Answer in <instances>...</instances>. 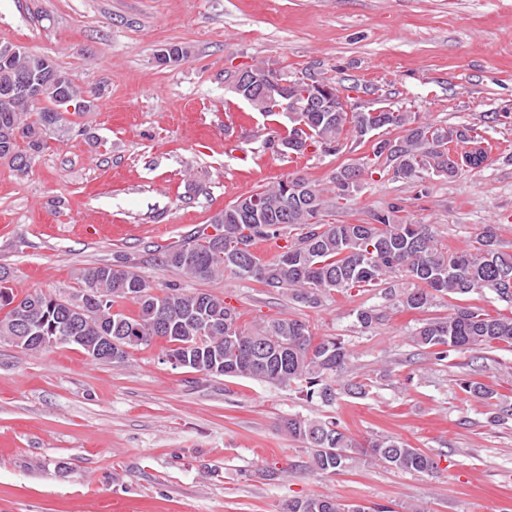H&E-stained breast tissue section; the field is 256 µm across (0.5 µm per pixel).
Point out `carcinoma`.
<instances>
[{
  "instance_id": "cac0c4a2",
  "label": "carcinoma",
  "mask_w": 512,
  "mask_h": 512,
  "mask_svg": "<svg viewBox=\"0 0 512 512\" xmlns=\"http://www.w3.org/2000/svg\"><path fill=\"white\" fill-rule=\"evenodd\" d=\"M48 58L20 52L0 62V98L19 73H41ZM336 93L331 112L305 108L308 97L325 90ZM288 95L300 105L287 119L279 139L289 154L313 151L339 153L344 140L358 143L372 138L371 154L356 168L346 165L332 178L336 208L359 192L362 182L375 174L419 182L458 176L463 167H476L492 150L487 138L470 125L438 126L418 113L387 105L368 110L350 109L339 96L336 80L303 74L288 80ZM39 106L27 98H14L8 110L0 107V158L18 171L31 168L47 140H60L71 132V122L53 111L54 96ZM398 131L395 138L375 136L380 129ZM391 205L372 212L363 224L324 222L326 202L316 185L302 176H289L276 184L240 197L214 221L215 233L192 245L163 251L160 263L180 270L190 280H214L226 273L279 289L292 301L318 308L335 296L352 295L355 288H372L389 278H401L410 287L390 293L397 307L423 312L444 297L464 298L485 290L512 304V253L503 250L499 225L485 224L474 244L448 250L429 224H416ZM293 235V240L271 259L255 252L257 241ZM12 272L0 266V342L15 337L48 336L53 346H76L93 360L103 336L119 341L124 349L112 358L122 363L130 352L160 343L164 354L179 353L186 367L204 375L212 369L224 377H243L297 388L307 400L331 407L343 395L361 398L366 384L338 383L347 369L350 351L339 336H313L309 325L296 318H279L251 329L240 325L241 313L212 292L169 287L160 292L127 265L104 264L79 274L84 288L64 294L33 291L20 295L8 285ZM136 305L128 314L123 304ZM375 306L356 310V320L369 328L385 320ZM413 342L437 361L448 350L483 352L500 345L512 348V313H496L455 305L445 316L419 323ZM469 396L491 406L498 393L479 381L463 383ZM282 429L312 449L309 468L324 477L347 471L354 463L374 462L402 472L431 473L435 458L391 435L376 434L360 442L334 418L290 416ZM281 512H390L379 505L346 504L328 495L286 500Z\"/></svg>"
}]
</instances>
